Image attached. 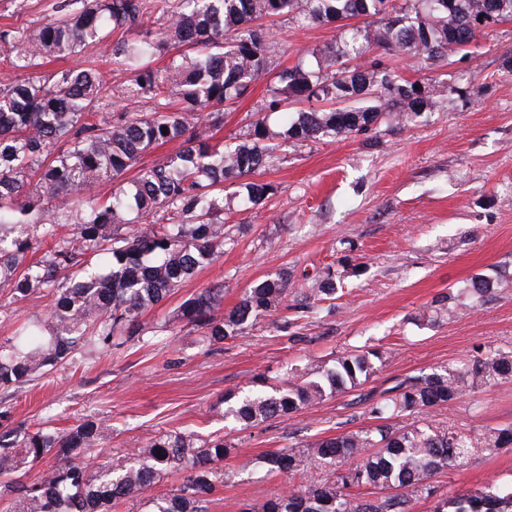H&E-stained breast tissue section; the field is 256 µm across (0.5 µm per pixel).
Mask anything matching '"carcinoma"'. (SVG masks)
I'll use <instances>...</instances> for the list:
<instances>
[{
	"mask_svg": "<svg viewBox=\"0 0 512 512\" xmlns=\"http://www.w3.org/2000/svg\"><path fill=\"white\" fill-rule=\"evenodd\" d=\"M160 24L144 21L149 0H89L34 28L0 31V60L22 77L0 86V291L15 301L44 291L52 305L0 343V390L73 360L89 345L140 335V317L196 271L224 253V182L255 173L288 141L315 142L366 135L381 125L411 123L425 109L422 85L373 57L395 52L417 67L462 52V35L512 20V0H160ZM286 16L299 27L325 26L361 16L342 45L312 51L317 68L298 61L278 71L265 110L282 115L272 131L266 117L245 139L210 144L223 106L243 97L269 69L270 31L256 21ZM113 33L115 42H106ZM106 43L108 61L132 75L125 98H145L150 111L106 112L97 66L38 72L48 58H68ZM170 54L165 68L148 60ZM309 104L285 112L282 104ZM172 142L180 149L143 167L99 197L150 149ZM272 184L247 182L244 203L258 207ZM42 252L37 260L33 254ZM512 275L477 274L459 292L437 300L436 313H453L463 295L493 301ZM334 265H326L305 297L291 306L309 314L310 302L335 307ZM288 296V277L255 282L228 311L224 288H205L182 304L187 324L210 341L234 339ZM381 352H338L327 362L288 368V380L253 381L224 394V420L247 428L338 396L376 373ZM512 380V351L478 348L469 357L405 377L379 399L367 396L373 424L301 448L262 456L269 475H299L303 482L240 512H414L421 499L433 512H512V484L437 495L431 478L468 466L497 448L512 447V425L474 435L431 419L448 401L477 395ZM419 416V422L407 417ZM0 410V500L5 512H112L146 494L166 476L178 485L157 512H207L219 484L234 476L220 468L235 446L222 436L160 432L135 460L90 458L108 427L86 419L65 432L9 427ZM55 463L30 482L12 476L46 458Z\"/></svg>",
	"mask_w": 512,
	"mask_h": 512,
	"instance_id": "cac0c4a2",
	"label": "carcinoma"
}]
</instances>
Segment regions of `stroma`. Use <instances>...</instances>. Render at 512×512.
Returning <instances> with one entry per match:
<instances>
[{"label": "stroma", "mask_w": 512, "mask_h": 512, "mask_svg": "<svg viewBox=\"0 0 512 512\" xmlns=\"http://www.w3.org/2000/svg\"><path fill=\"white\" fill-rule=\"evenodd\" d=\"M60 0H0V29L34 27L54 16ZM277 67L309 59L337 32L273 22ZM512 21L484 30L469 57L457 55L417 70L404 57L382 59L420 80L435 106L417 122L381 128L363 138L282 145L269 167L254 173L275 193L245 210L241 181L224 190L225 228L234 239L219 261L200 268L166 301L141 318L140 339H113L83 350L73 361L0 392L11 426L64 430L87 418L105 420L106 457H138L149 435L187 430L224 435L237 448L224 466L233 477L219 485L208 512H240L244 502L280 495L283 476L266 475L262 454L299 447L319 437L369 426L366 395H380L406 376L445 366L476 347L512 349V287L482 306L462 300L453 316L421 315L478 273L512 272ZM108 111H148L124 100L130 75L101 65ZM268 81L224 107L213 139L245 137L260 115ZM348 263H340V256ZM335 264L344 286L333 312L285 321V310L262 317L245 336L213 343L187 325L184 300L219 284L233 307L259 280L291 276L289 299L300 298L315 274ZM377 348L385 360L363 386L300 411L241 429L216 410L224 393L253 378L282 377L287 364L327 359L358 347ZM432 417L479 433L512 423V381L435 409ZM512 482V447L479 462L435 475L440 488Z\"/></svg>", "instance_id": "1"}]
</instances>
